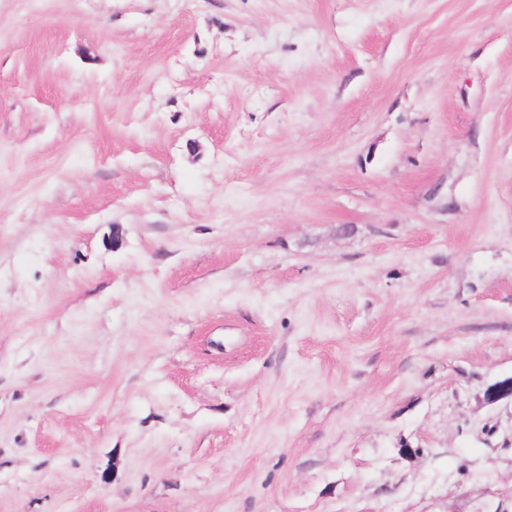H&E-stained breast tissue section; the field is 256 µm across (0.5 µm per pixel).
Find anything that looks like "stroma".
<instances>
[{
	"mask_svg": "<svg viewBox=\"0 0 512 512\" xmlns=\"http://www.w3.org/2000/svg\"><path fill=\"white\" fill-rule=\"evenodd\" d=\"M508 377L512 0H0V512H512Z\"/></svg>",
	"mask_w": 512,
	"mask_h": 512,
	"instance_id": "35a3bbf8",
	"label": "stroma"
}]
</instances>
